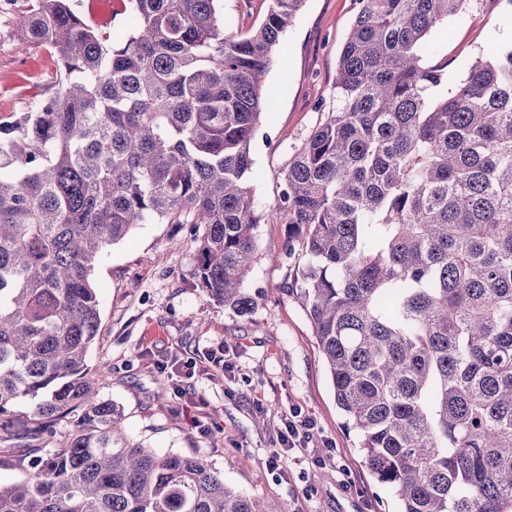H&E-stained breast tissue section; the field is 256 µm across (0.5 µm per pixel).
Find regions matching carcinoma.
Instances as JSON below:
<instances>
[{
    "instance_id": "cac0c4a2",
    "label": "carcinoma",
    "mask_w": 512,
    "mask_h": 512,
    "mask_svg": "<svg viewBox=\"0 0 512 512\" xmlns=\"http://www.w3.org/2000/svg\"><path fill=\"white\" fill-rule=\"evenodd\" d=\"M219 2L128 0L113 38L70 0H22L21 39L59 70L53 96L0 127V449L27 464L0 512H283L131 441L86 363L95 265L138 224L204 225L199 287L256 304L252 143L305 0H267L245 34ZM356 5L333 108L276 205L303 237L284 292L399 512H512V47L450 86L426 59L470 0Z\"/></svg>"
}]
</instances>
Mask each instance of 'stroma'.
Returning <instances> with one entry per match:
<instances>
[{
  "label": "stroma",
  "instance_id": "stroma-1",
  "mask_svg": "<svg viewBox=\"0 0 512 512\" xmlns=\"http://www.w3.org/2000/svg\"><path fill=\"white\" fill-rule=\"evenodd\" d=\"M356 13L355 0H305L282 37L288 64H273L275 112L253 141V199L265 221L248 277L257 297L241 315L210 300L195 278L197 243L186 224H140L109 247L93 281L101 322L87 357L99 396L119 409L128 437L160 453L204 459L225 482L284 512H396L398 502L373 479L346 426L311 324L282 287L298 257L282 252L288 227L273 208L295 150L333 106L336 63ZM18 8L0 0V125L18 121L52 95V50L24 43ZM491 44L512 45L496 0H471L449 21L434 64L449 80ZM223 350L224 364L211 354ZM302 410L315 429L301 460L269 458L283 421Z\"/></svg>",
  "mask_w": 512,
  "mask_h": 512
}]
</instances>
